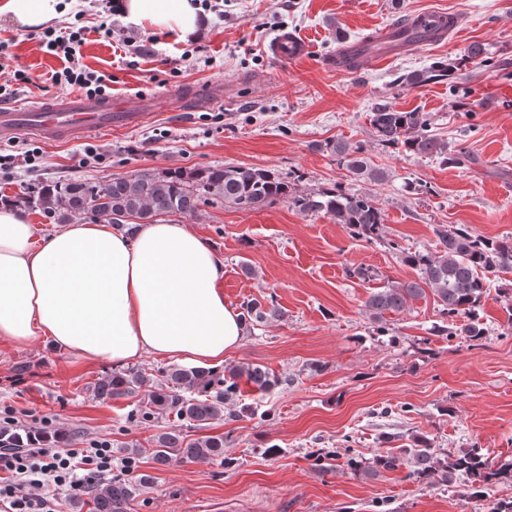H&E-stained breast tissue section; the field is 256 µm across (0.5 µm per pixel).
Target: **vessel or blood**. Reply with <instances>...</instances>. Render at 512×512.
I'll return each instance as SVG.
<instances>
[{
  "instance_id": "b4317fda",
  "label": "vessel or blood",
  "mask_w": 512,
  "mask_h": 512,
  "mask_svg": "<svg viewBox=\"0 0 512 512\" xmlns=\"http://www.w3.org/2000/svg\"><path fill=\"white\" fill-rule=\"evenodd\" d=\"M406 29L438 28L448 22L446 14L439 12L417 13L406 16ZM392 26L378 31L379 41L385 47L381 59L408 55L415 51L417 44L406 38H399L396 44H389L390 35H395ZM362 41H345L336 50V69L346 71V58L357 56L359 61H369V53L363 52ZM268 51L282 62L304 59L310 52V45L299 33L281 30L270 41ZM224 97L221 86L210 85L188 94L168 93V103L177 111L194 112L217 105ZM158 99L147 95L137 101L135 109H128L122 103L108 97H88L72 94L58 100H35L29 103L0 105V137H11L20 131H28L49 141H74L83 135L111 129L116 125H135L150 118L157 109Z\"/></svg>"
}]
</instances>
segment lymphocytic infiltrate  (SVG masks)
Here are the masks:
<instances>
[{
    "instance_id": "f902f5d3",
    "label": "lymphocytic infiltrate",
    "mask_w": 512,
    "mask_h": 512,
    "mask_svg": "<svg viewBox=\"0 0 512 512\" xmlns=\"http://www.w3.org/2000/svg\"><path fill=\"white\" fill-rule=\"evenodd\" d=\"M83 29L45 30L41 43L47 52L63 57L66 65L55 72V85L80 88L87 95L106 92V78L80 65L77 52ZM122 464L108 441L96 440L83 448H0V512H61L60 494L90 486Z\"/></svg>"
}]
</instances>
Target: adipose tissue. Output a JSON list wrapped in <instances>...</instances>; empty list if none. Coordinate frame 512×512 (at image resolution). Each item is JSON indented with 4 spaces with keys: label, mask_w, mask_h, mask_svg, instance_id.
Instances as JSON below:
<instances>
[{
    "label": "adipose tissue",
    "mask_w": 512,
    "mask_h": 512,
    "mask_svg": "<svg viewBox=\"0 0 512 512\" xmlns=\"http://www.w3.org/2000/svg\"><path fill=\"white\" fill-rule=\"evenodd\" d=\"M63 0H0L26 30L61 20ZM124 25L197 39L192 0H123ZM224 264L190 225L68 224L37 242L24 213L0 206V338L43 336L77 357L122 367L146 355L220 367L244 326L224 300Z\"/></svg>",
    "instance_id": "adipose-tissue-1"
}]
</instances>
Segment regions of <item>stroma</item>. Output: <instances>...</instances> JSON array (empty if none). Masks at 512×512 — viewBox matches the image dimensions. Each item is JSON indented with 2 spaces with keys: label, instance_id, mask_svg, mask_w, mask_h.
<instances>
[{
  "label": "stroma",
  "instance_id": "1",
  "mask_svg": "<svg viewBox=\"0 0 512 512\" xmlns=\"http://www.w3.org/2000/svg\"><path fill=\"white\" fill-rule=\"evenodd\" d=\"M440 11L463 17L441 42L420 46L368 67L337 73L329 61L340 42L358 39L399 15ZM207 30L194 41L157 30L122 28L105 35L101 0H73L61 27L85 28L79 62L110 76L108 93L136 98L221 83L231 95L220 110L159 108L136 128L116 127L76 142L40 147V168L0 170V196L14 197L59 180H105L139 170L233 163L299 179V190L340 185L373 196L383 208L382 240L349 236L323 214L305 215L280 202L255 211L201 206L191 224L224 262L221 287L231 306L270 297L280 319L246 332L224 355L225 366L269 369L284 386L256 396L245 389L230 418L208 429L184 427L188 440L224 434L218 461L155 462L157 435L173 428L157 414L150 424L128 421L132 398L103 401L93 387L112 375L111 364L75 357L38 337L26 344L0 340V414L13 410L20 431L74 435V447L108 440L117 458L132 457L145 483L128 512H484L469 479L407 480L405 470L367 473L379 454L430 440L440 458L480 446L494 466L512 464V274L493 281L483 304L487 332L481 345L467 337L436 335L443 317L433 294L411 309L387 315L378 332L365 313L373 289L413 279L415 271L389 250H434V228L461 224L488 238L512 235V0H224L223 15L205 12ZM306 35L312 49L297 62H279L268 43L279 29ZM487 46L489 65H468L457 86L401 83L403 75L437 61L465 58L469 46ZM0 45L28 82L17 99L58 98L52 75L63 62L47 54L36 31L0 18ZM381 101L427 116L449 145L475 159L451 167L374 143L369 114ZM369 146L373 166L389 172L381 184L356 178L329 150L337 140ZM102 162L85 161L87 145ZM427 185L418 195L414 184ZM252 274H244L242 263ZM365 267L371 280L349 276ZM29 369L17 374L15 366ZM257 403L255 413L244 407ZM277 454H268L269 446ZM351 448L360 469L333 457ZM326 451L323 465L313 463Z\"/></svg>",
  "mask_w": 512,
  "mask_h": 512
}]
</instances>
